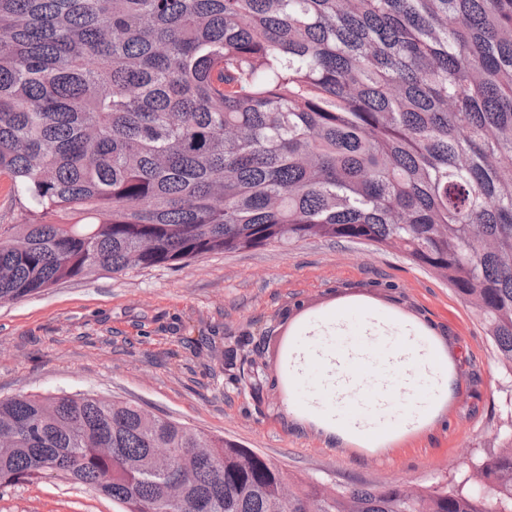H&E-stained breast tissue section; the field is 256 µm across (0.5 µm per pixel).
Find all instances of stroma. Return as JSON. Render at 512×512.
Instances as JSON below:
<instances>
[{"mask_svg": "<svg viewBox=\"0 0 512 512\" xmlns=\"http://www.w3.org/2000/svg\"><path fill=\"white\" fill-rule=\"evenodd\" d=\"M369 312L426 329L452 385L433 419L384 447L368 433L336 440L287 411L315 393L289 383V343L335 314L360 335ZM62 392L139 405L331 488L462 480L512 419V376L496 368L489 337L447 281L400 250L324 238L101 271L0 303V399ZM0 512L121 508L51 477L0 488Z\"/></svg>", "mask_w": 512, "mask_h": 512, "instance_id": "obj_1", "label": "stroma"}]
</instances>
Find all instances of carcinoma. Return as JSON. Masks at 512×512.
<instances>
[{"instance_id":"carcinoma-1","label":"carcinoma","mask_w":512,"mask_h":512,"mask_svg":"<svg viewBox=\"0 0 512 512\" xmlns=\"http://www.w3.org/2000/svg\"><path fill=\"white\" fill-rule=\"evenodd\" d=\"M0 303L106 271L307 238L436 269L512 376V0H0ZM0 486L149 512H512V432L411 497L289 482L252 448L85 394L0 399ZM174 449L154 464L149 449ZM26 205L11 176L0 172V224H23L27 216ZM184 476L174 474L169 483V490L157 505V512H179L185 505L183 493Z\"/></svg>"}]
</instances>
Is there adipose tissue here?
Here are the masks:
<instances>
[{
    "mask_svg": "<svg viewBox=\"0 0 512 512\" xmlns=\"http://www.w3.org/2000/svg\"><path fill=\"white\" fill-rule=\"evenodd\" d=\"M289 358L300 380L309 367H317V398L324 407L320 422L342 440L359 434L356 399L371 404L380 423L378 443L384 446L431 418L449 391L443 355L400 326L391 336H302Z\"/></svg>",
    "mask_w": 512,
    "mask_h": 512,
    "instance_id": "1",
    "label": "adipose tissue"
}]
</instances>
